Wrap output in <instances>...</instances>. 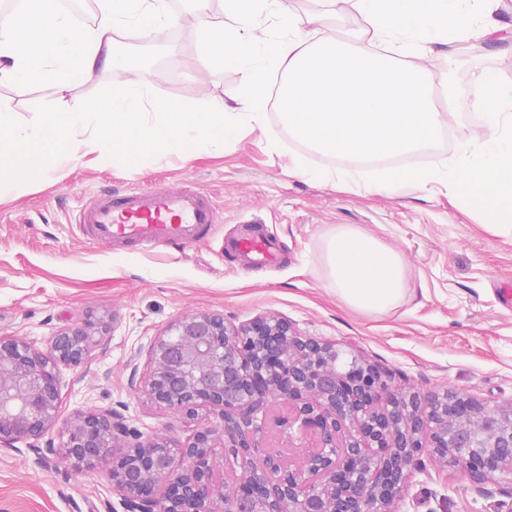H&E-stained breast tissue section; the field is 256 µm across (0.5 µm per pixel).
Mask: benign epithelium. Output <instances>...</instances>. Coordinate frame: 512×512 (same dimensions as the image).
I'll list each match as a JSON object with an SVG mask.
<instances>
[{
  "label": "benign epithelium",
  "mask_w": 512,
  "mask_h": 512,
  "mask_svg": "<svg viewBox=\"0 0 512 512\" xmlns=\"http://www.w3.org/2000/svg\"><path fill=\"white\" fill-rule=\"evenodd\" d=\"M103 317L49 338L46 349L0 336V447L56 429L47 451L80 472L107 461L125 512H392L417 472L453 467L476 487L512 480V402L443 388L423 393L336 343L261 315L239 325L192 312L154 338L136 384L185 440L145 437L117 410L61 417L60 368L88 362ZM285 451L263 446L258 412Z\"/></svg>",
  "instance_id": "obj_1"
}]
</instances>
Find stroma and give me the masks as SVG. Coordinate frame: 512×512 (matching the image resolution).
<instances>
[{"instance_id": "stroma-1", "label": "stroma", "mask_w": 512, "mask_h": 512, "mask_svg": "<svg viewBox=\"0 0 512 512\" xmlns=\"http://www.w3.org/2000/svg\"><path fill=\"white\" fill-rule=\"evenodd\" d=\"M500 18L508 24L505 40L478 49L436 44L424 60L427 69L443 76L453 60L464 71L494 70L512 86V0H505ZM160 42L169 66L155 72L138 62L129 72L135 82L151 79L155 97L202 108L238 93L236 71L203 65V44L188 20L155 30L139 46ZM58 104L46 86L0 85V107L19 125ZM483 133L479 113H460L450 140L406 154L403 163L425 168ZM297 154L311 168L345 164L289 138L271 111L264 127L240 131L220 152L139 165L86 157L53 179L24 181L0 197V334L40 345L85 318L111 319L90 363L61 370L62 417L115 409L143 435L183 439L169 414L132 385L131 371L145 363L155 336L196 311L236 324L276 314L305 335L381 365L398 383L512 401V307L503 306L497 291L498 284H512V223H489L478 205L449 198L447 187L434 181L376 195L297 177L291 171ZM161 183L213 199L223 218L215 238L186 250H115L85 239L73 222L97 192ZM339 224L354 225L401 255L408 292L400 306L367 315L332 293L323 237ZM249 226L279 241L277 265L245 270L224 254L223 238ZM511 503L512 482L481 491L456 471H429L415 475L396 512H499ZM118 505L105 465L78 474L53 460L39 463L37 451L0 448V512H112Z\"/></svg>"}]
</instances>
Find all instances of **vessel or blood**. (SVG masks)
<instances>
[{"mask_svg":"<svg viewBox=\"0 0 512 512\" xmlns=\"http://www.w3.org/2000/svg\"><path fill=\"white\" fill-rule=\"evenodd\" d=\"M77 222L88 240L116 248L136 244L187 249L212 236L220 218L208 196L158 184L97 194L79 210ZM226 250L256 266L279 257L275 240L266 235L235 239L227 243Z\"/></svg>","mask_w":512,"mask_h":512,"instance_id":"b4317fda","label":"vessel or blood"}]
</instances>
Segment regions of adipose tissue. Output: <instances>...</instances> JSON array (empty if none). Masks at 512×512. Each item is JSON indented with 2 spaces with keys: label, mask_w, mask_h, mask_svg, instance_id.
<instances>
[{
  "label": "adipose tissue",
  "mask_w": 512,
  "mask_h": 512,
  "mask_svg": "<svg viewBox=\"0 0 512 512\" xmlns=\"http://www.w3.org/2000/svg\"><path fill=\"white\" fill-rule=\"evenodd\" d=\"M193 22L209 67L240 76L234 106L200 109L160 100L152 84L130 83V62L116 47L128 27L141 34L173 23L164 0H95L98 22L78 28L58 0H28L23 14L0 16V84H50L65 91L76 78L111 60L112 84L98 105L73 102L41 112L30 126L0 113V192L25 175L45 178L95 153L100 159L140 164L175 155L223 150L238 130L264 124L267 77L283 72L280 118L293 139L322 154L374 159L422 149L456 113H480L484 135L463 142L455 158L434 168H390L362 183L355 168L309 171L295 158L298 176L390 193L431 180L474 201L495 221H512V88L491 70H449L433 81L421 60L437 36L480 47L497 39L503 0H353L368 37L345 40L328 28L306 32L282 13L279 0H225L237 23L214 27L209 0H192ZM274 16L282 33L270 37L256 24ZM328 282L337 299L365 314L382 315L404 299L400 255L357 227L340 224L323 239Z\"/></svg>",
  "instance_id": "1"
}]
</instances>
